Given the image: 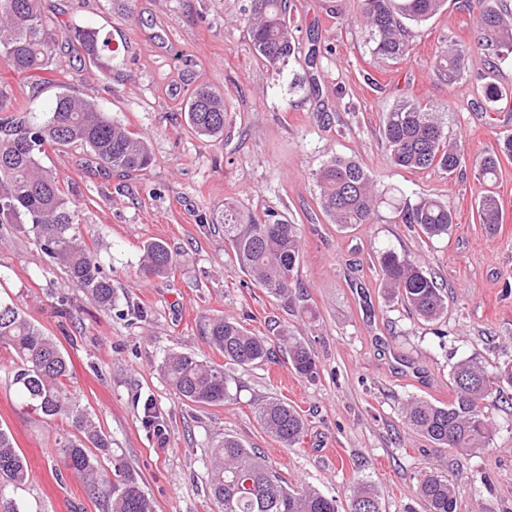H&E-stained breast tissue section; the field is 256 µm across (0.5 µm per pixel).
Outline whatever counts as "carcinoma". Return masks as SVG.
<instances>
[{
  "instance_id": "carcinoma-1",
  "label": "carcinoma",
  "mask_w": 512,
  "mask_h": 512,
  "mask_svg": "<svg viewBox=\"0 0 512 512\" xmlns=\"http://www.w3.org/2000/svg\"><path fill=\"white\" fill-rule=\"evenodd\" d=\"M288 0H251L247 18L253 54L277 66L296 52L288 21ZM446 0H362L360 22L376 59L398 63L411 51L405 22L420 24L440 13ZM475 45L499 62L512 60V16L499 0H478ZM65 42L87 59L104 80H112L111 35L92 26H67L43 14L39 0H0V62L25 78L50 66L59 42ZM466 51L450 47L435 59L439 76L452 85L465 73ZM49 116L36 122L10 114L0 104V223L14 224L31 237L42 252L64 271L67 283L85 291L104 310H113L112 279L103 273L87 247L79 224L80 212L64 183L42 164L46 147H80L107 169L131 175L147 170L153 161L149 140L115 120L95 99L57 84ZM188 127L199 136L224 134L227 112L224 94L207 85L196 86L184 108ZM387 158L395 167L410 171L439 168L449 174L462 156L448 140V132L433 106L410 97L397 99L385 112L382 124ZM512 157V136L498 140L477 164V178L486 185L478 205V219L493 231L500 223L502 203L493 190L500 158ZM323 211L335 224H369L380 205L394 207L402 224H414L428 238L453 229L456 216L448 203L432 196L412 202L379 188L359 163L332 158L316 172ZM224 232L230 257L251 284L268 295L293 301L301 258L298 225L280 212L263 214L244 210L234 202L211 218ZM142 275L146 280L168 274L177 255L162 241L143 247ZM382 288L421 319L439 320L447 311L445 297L434 277L422 265L393 250L375 257ZM203 336L224 356V364L201 360L192 354L171 352L161 371L173 390L191 404L222 406L237 398L230 370L261 364L272 354V340L243 324L213 317L205 320ZM296 375L316 380L318 365L307 344L290 329L279 334ZM0 347L12 354L9 383L27 408L46 420L67 419L73 431L56 439L53 463L81 478L94 490L111 483L107 512H156L140 475L112 448L100 422L72 402L67 381L70 368L56 341L32 322L13 302L0 300ZM454 399L436 405L415 399L406 404L405 416L413 430L428 441L468 453L485 447L491 437L484 401L502 384L512 386V359L489 372L477 360L457 362L451 370ZM264 429L282 444L298 443L305 430L300 413L285 401L271 399L256 408ZM112 458V479L101 472L99 458ZM29 479L25 457L9 434L0 428V512H27L7 496ZM206 487L218 512H339L336 497L310 488L293 486L264 457L234 437L212 447L206 466ZM418 494L427 512H456L455 488L448 476L430 473L421 478ZM349 512H382L381 502L368 485L351 496Z\"/></svg>"
}]
</instances>
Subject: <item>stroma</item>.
Segmentation results:
<instances>
[{"label":"stroma","mask_w":512,"mask_h":512,"mask_svg":"<svg viewBox=\"0 0 512 512\" xmlns=\"http://www.w3.org/2000/svg\"><path fill=\"white\" fill-rule=\"evenodd\" d=\"M300 51L284 72L251 52L243 22L250 0H133L131 12L110 0H42L61 23L103 27L119 50L114 75L95 78L88 62L59 51L50 70L24 78L0 64V94L42 120L62 73L72 91L96 98L115 119L150 141L153 163L123 177L78 148H47L43 162L69 188L81 210V233L112 279L116 304L105 311L15 225L0 224V299L16 303L52 336L71 362L68 390L95 415L112 445L140 474L156 512H217L207 492L205 451L231 436L259 449L289 483L347 505L355 486L377 491L382 512H425L420 477L446 473L457 512H512V387L485 403L494 427L486 447L468 454L439 448L406 423L407 400L441 405L454 396L451 368L474 358L494 370L512 355V160H502L497 192L502 222L480 224L483 187L474 162L512 135V99L489 108L484 87L512 90V64L488 69L474 44L468 0L411 27L407 60L374 59L357 19L360 0H289ZM468 51L455 84L432 68L438 48ZM319 51L309 59V48ZM199 84L223 92L224 134L211 140L189 130L186 99ZM403 95L442 109L448 138L464 163L454 174L407 171L389 164L380 128ZM352 159L376 182L418 200L448 202L456 226L426 238L379 208L372 223L341 228L320 205L316 171L333 157ZM235 202L250 211L284 212L301 231V296L285 302L251 285L207 218ZM166 242L178 258L170 274L143 280L145 243ZM393 249L420 261L442 287L448 309L437 322L411 316L387 301L374 258ZM69 294L66 314L56 295ZM144 318H137V311ZM223 317L273 335L289 328L315 352L319 375L296 376L283 352L233 373L236 402L197 407L181 400L161 370L166 353L186 351L222 362L200 331L204 318ZM8 350L0 348V428L24 454L30 478L16 496L30 512H104L108 486L88 490L75 476L58 479L50 461L65 420L45 423L8 385ZM278 398L304 418L299 443L288 447L261 426L255 404ZM152 399L166 425L148 432L141 404Z\"/></svg>","instance_id":"stroma-1"}]
</instances>
